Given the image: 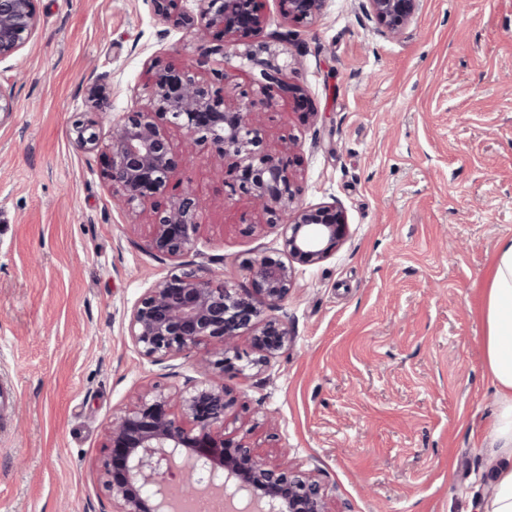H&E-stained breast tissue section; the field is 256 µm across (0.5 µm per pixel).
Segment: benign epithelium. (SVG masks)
I'll use <instances>...</instances> for the list:
<instances>
[{
    "label": "benign epithelium",
    "instance_id": "1",
    "mask_svg": "<svg viewBox=\"0 0 512 512\" xmlns=\"http://www.w3.org/2000/svg\"><path fill=\"white\" fill-rule=\"evenodd\" d=\"M194 14L182 12L177 0H153L165 22L192 34L199 55L216 49L210 37L223 39L222 49L262 67L263 83L243 93L246 101L228 108L218 90L190 71L152 61L145 87L148 109L112 118L106 93L95 83L88 89L90 116L74 126L76 146L103 151L112 191L129 209L150 211L149 246L156 253L179 257L193 249L199 233L201 203L186 187L159 207L155 199L167 193L173 173L192 163L195 148L207 145L215 158L232 155L238 171L226 185L251 197L282 227L288 261L267 257L246 262L250 287L216 284L199 269L172 274L159 281L132 307L126 332L142 356L153 361L175 358L201 345L211 346L200 362L203 379L185 389L165 392L152 388L134 396L124 413L112 421L101 479L112 497L113 512H173L201 496L205 488H222L237 476L250 501L267 500L260 512H326L325 485L314 475L269 466L259 461L244 440L224 438V422L234 399L224 376L240 371L241 357L233 350L240 332L251 333L260 357L252 366L268 363L288 345V320L276 315L293 288V263L318 264L330 257L347 233L341 211L332 206L299 204L303 187L293 160L265 148L250 108L253 97L266 95L279 83L276 63L283 50L270 44L254 46L247 38L263 29L258 0H197ZM285 18L304 22L324 0H280ZM418 0H366V8L389 35H398L411 20ZM37 28L34 0H0V62L22 49ZM267 58H261L262 54ZM172 124L187 132V146L174 151L164 129ZM266 309H261L260 304ZM181 409L177 416L172 407Z\"/></svg>",
    "mask_w": 512,
    "mask_h": 512
}]
</instances>
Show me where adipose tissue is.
<instances>
[{"label": "adipose tissue", "instance_id": "1", "mask_svg": "<svg viewBox=\"0 0 512 512\" xmlns=\"http://www.w3.org/2000/svg\"><path fill=\"white\" fill-rule=\"evenodd\" d=\"M483 366L493 385L495 409L487 442L496 465L475 512H512V237L499 242L482 307Z\"/></svg>", "mask_w": 512, "mask_h": 512}]
</instances>
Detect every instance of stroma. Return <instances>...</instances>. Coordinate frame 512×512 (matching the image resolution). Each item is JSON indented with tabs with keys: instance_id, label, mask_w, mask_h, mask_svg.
Masks as SVG:
<instances>
[{
	"instance_id": "35a3bbf8",
	"label": "stroma",
	"mask_w": 512,
	"mask_h": 512,
	"mask_svg": "<svg viewBox=\"0 0 512 512\" xmlns=\"http://www.w3.org/2000/svg\"><path fill=\"white\" fill-rule=\"evenodd\" d=\"M29 43L0 62V512H112L106 432L135 392L184 388L204 348L161 362L126 334L144 293L201 269L249 285L246 260L283 256L282 228L231 194L211 150L176 171L202 202L195 248L170 258L148 215L112 197L104 157L74 143L87 88L113 117L146 105L158 58L225 75L228 106L258 67L198 58L151 0H35ZM255 42L287 35L274 105L255 103L265 144L291 152L302 203L346 217L348 234L297 265L281 308L293 340L267 366L225 375L237 399L224 436L258 459L312 471L327 512H470L492 461L481 443L495 395L482 362L483 288L512 237V0H419L398 34L365 0H325L308 23L261 0Z\"/></svg>"
}]
</instances>
